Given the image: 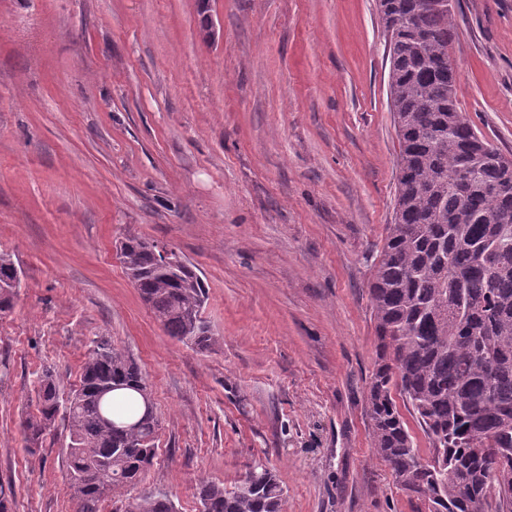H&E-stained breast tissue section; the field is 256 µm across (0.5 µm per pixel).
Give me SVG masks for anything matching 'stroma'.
<instances>
[{"mask_svg": "<svg viewBox=\"0 0 512 512\" xmlns=\"http://www.w3.org/2000/svg\"><path fill=\"white\" fill-rule=\"evenodd\" d=\"M456 99L512 156V0H454ZM0 0V484L13 512H76L64 421L28 449L44 371L89 342L137 361L160 418L128 498L199 512L195 485L272 469L284 512H428L371 445L369 283L399 145L378 0ZM202 273L219 338L168 336L126 275L127 232ZM21 270L11 256L0 253V313L6 314L14 307L15 298L21 288ZM1 284L7 288H1Z\"/></svg>", "mask_w": 512, "mask_h": 512, "instance_id": "1", "label": "stroma"}]
</instances>
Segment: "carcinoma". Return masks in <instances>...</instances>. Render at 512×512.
<instances>
[{"label":"carcinoma","mask_w":512,"mask_h":512,"mask_svg":"<svg viewBox=\"0 0 512 512\" xmlns=\"http://www.w3.org/2000/svg\"><path fill=\"white\" fill-rule=\"evenodd\" d=\"M380 0L387 31L390 111L399 141L397 203L374 260L370 294L377 357L365 401L376 456L428 512H512V480L488 448L512 449V168L460 112L451 0ZM126 274L165 332L208 351L218 342L204 316L197 267L175 250L127 233ZM21 270L0 253V313L14 307ZM136 361L108 336L91 341L79 384L60 392L43 373L36 412L22 421L39 448L67 420L69 487L77 512H99L153 465L160 420ZM427 441L424 455L401 409ZM199 512H283L284 490L267 467L228 490L200 480ZM124 512H175L164 494Z\"/></svg>","instance_id":"1"}]
</instances>
